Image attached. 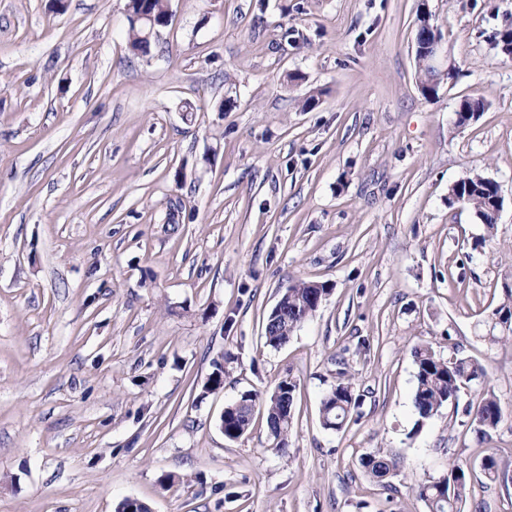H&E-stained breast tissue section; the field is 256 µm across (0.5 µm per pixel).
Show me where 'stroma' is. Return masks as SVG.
I'll return each mask as SVG.
<instances>
[{
    "label": "stroma",
    "mask_w": 512,
    "mask_h": 512,
    "mask_svg": "<svg viewBox=\"0 0 512 512\" xmlns=\"http://www.w3.org/2000/svg\"><path fill=\"white\" fill-rule=\"evenodd\" d=\"M126 4L0 0V512H429L415 488L452 456L464 512H512V343L485 339L512 285V0H169L147 56ZM421 7L456 69L433 98ZM465 98L487 107L461 126ZM475 174L490 236L448 203ZM300 279L332 290L266 346ZM422 341L485 375L420 426ZM346 374L360 412L325 429ZM287 377L286 450L260 416L225 439V406ZM489 393L483 435L463 409ZM498 192L499 187L495 181L476 174L451 187L448 193V203L452 206L460 203L472 208L486 231L491 233L499 217ZM499 203L501 207L503 198L500 192ZM365 472L377 482H383L397 468V462L385 457L367 456L362 459Z\"/></svg>",
    "instance_id": "35a3bbf8"
}]
</instances>
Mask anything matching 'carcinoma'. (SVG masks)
<instances>
[{
  "mask_svg": "<svg viewBox=\"0 0 512 512\" xmlns=\"http://www.w3.org/2000/svg\"><path fill=\"white\" fill-rule=\"evenodd\" d=\"M165 0H127V11L134 16L141 11L151 12L156 20L166 17ZM434 27L431 16L424 10L417 14L414 33L415 61L419 87L426 97L437 95L438 87L446 78H451L455 66L448 65L444 74L430 69L419 49L422 35ZM152 43L145 39V31L139 23L130 24V48L133 52L148 55ZM495 47L499 52L512 57V25L504 28L495 38ZM486 109L481 99L465 98L456 109V122L463 126L476 119ZM498 184L484 176L476 174L457 182L448 193V205L460 203L470 207L485 226L492 232L497 224L499 209L497 205ZM332 286L327 282L299 281L281 294L278 306L273 308L265 320L263 337L265 344L272 348L284 345L290 335L318 310L317 297H326ZM499 331L489 340L509 342L512 340V288L507 286L503 301L493 310L490 331ZM415 365V387L413 407L418 419L416 426L437 415L446 405L456 401L465 385L483 376L482 366L466 357L445 359L433 350L428 343H420L412 349ZM213 370L202 385L205 394L215 393L224 387V365L215 360ZM296 384L289 378L280 380L273 392L264 396L257 392H247L241 398L224 407V438L236 441L243 437L253 424L255 413L265 415L270 437L275 448L287 447L288 431L292 425V409ZM361 404V395L356 393L352 377H347L328 391L320 407L321 423L326 429L341 430ZM470 417L471 425L487 434L497 427L502 418V409L493 395L484 397L477 406H467L464 410ZM365 472L374 480L382 482L397 468V462L385 457L368 456L362 459ZM420 498L428 503L430 512H461L460 505L467 497V478L465 465L454 459L448 462V473L443 478L417 487Z\"/></svg>",
  "mask_w": 512,
  "mask_h": 512,
  "instance_id": "carcinoma-1",
  "label": "carcinoma"
}]
</instances>
